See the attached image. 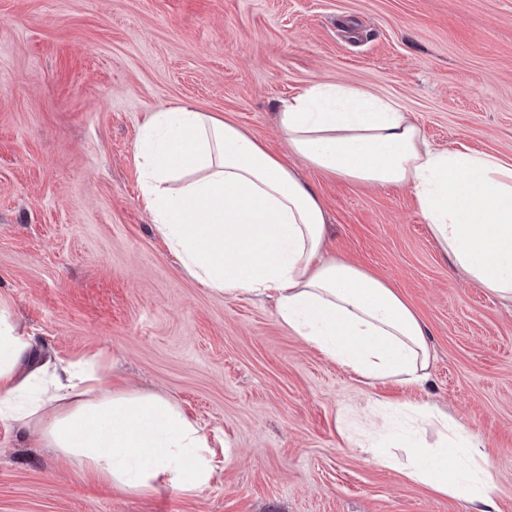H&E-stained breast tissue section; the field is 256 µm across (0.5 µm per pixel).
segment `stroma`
<instances>
[{
	"label": "stroma",
	"instance_id": "1",
	"mask_svg": "<svg viewBox=\"0 0 512 512\" xmlns=\"http://www.w3.org/2000/svg\"><path fill=\"white\" fill-rule=\"evenodd\" d=\"M314 81L396 100L438 149L512 159V0H0V303L40 356L100 358L219 441L202 491H112L0 426V512H473L375 464L352 415L426 401L477 434L512 512V304L444 257L409 189L302 167L275 122ZM185 102L298 167L327 251L417 312L421 386L367 384L273 300L197 281L140 198L147 116Z\"/></svg>",
	"mask_w": 512,
	"mask_h": 512
}]
</instances>
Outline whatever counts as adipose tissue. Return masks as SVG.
Instances as JSON below:
<instances>
[{
	"mask_svg": "<svg viewBox=\"0 0 512 512\" xmlns=\"http://www.w3.org/2000/svg\"><path fill=\"white\" fill-rule=\"evenodd\" d=\"M280 132L310 167L352 183L408 187L434 240L470 279L512 300V163L435 149L393 100L313 82L282 100ZM141 200L185 269L224 295L271 296L278 319L359 377L423 384L432 354L415 311L384 279L325 255L327 214L300 173L237 125L176 104L136 145ZM34 336L0 306V424L38 434L64 466L126 494L193 493L215 473L213 443L159 394L115 389L95 359L36 360ZM407 479L494 512L483 443L429 404L407 405ZM436 428L433 448L418 436Z\"/></svg>",
	"mask_w": 512,
	"mask_h": 512,
	"instance_id": "1",
	"label": "adipose tissue"
}]
</instances>
